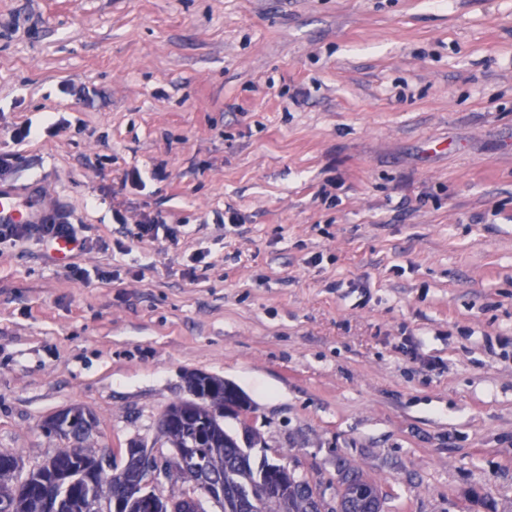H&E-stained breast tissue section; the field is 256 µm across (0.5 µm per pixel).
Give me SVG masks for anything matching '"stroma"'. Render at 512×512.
Here are the masks:
<instances>
[{
	"label": "stroma",
	"instance_id": "obj_1",
	"mask_svg": "<svg viewBox=\"0 0 512 512\" xmlns=\"http://www.w3.org/2000/svg\"><path fill=\"white\" fill-rule=\"evenodd\" d=\"M0 147L85 243L0 241L18 478L72 406L164 450L202 371L326 498L512 512V0H0Z\"/></svg>",
	"mask_w": 512,
	"mask_h": 512
}]
</instances>
